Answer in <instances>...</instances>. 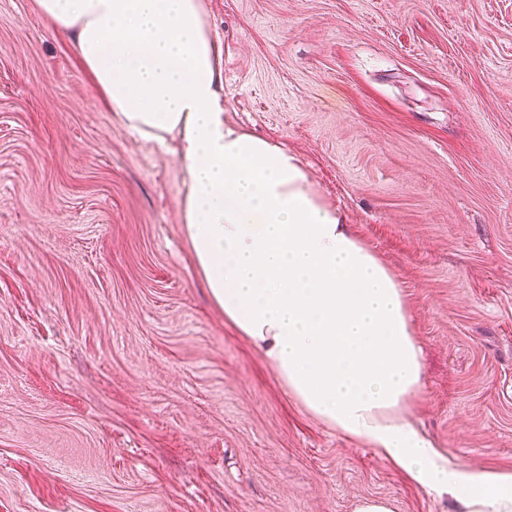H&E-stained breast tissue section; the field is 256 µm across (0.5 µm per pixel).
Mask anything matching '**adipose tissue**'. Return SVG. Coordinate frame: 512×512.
<instances>
[{
  "mask_svg": "<svg viewBox=\"0 0 512 512\" xmlns=\"http://www.w3.org/2000/svg\"><path fill=\"white\" fill-rule=\"evenodd\" d=\"M109 109L177 137L181 221L224 319L311 416L370 443L463 512H512V473L449 466L408 419L422 385L401 287L297 157L229 122L203 0H36Z\"/></svg>",
  "mask_w": 512,
  "mask_h": 512,
  "instance_id": "adipose-tissue-1",
  "label": "adipose tissue"
}]
</instances>
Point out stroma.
<instances>
[{"label": "stroma", "instance_id": "obj_1", "mask_svg": "<svg viewBox=\"0 0 512 512\" xmlns=\"http://www.w3.org/2000/svg\"><path fill=\"white\" fill-rule=\"evenodd\" d=\"M0 0V512H461L288 397L224 321L175 141ZM228 119L294 154L389 267L407 414L512 472V0H205Z\"/></svg>", "mask_w": 512, "mask_h": 512}]
</instances>
